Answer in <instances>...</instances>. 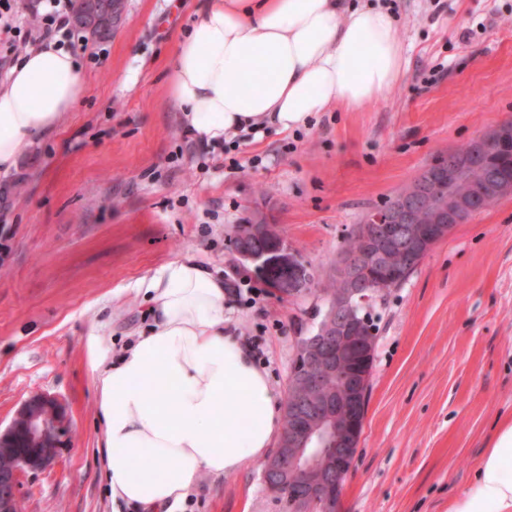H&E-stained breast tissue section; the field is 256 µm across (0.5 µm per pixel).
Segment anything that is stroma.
Returning <instances> with one entry per match:
<instances>
[{
  "mask_svg": "<svg viewBox=\"0 0 512 512\" xmlns=\"http://www.w3.org/2000/svg\"><path fill=\"white\" fill-rule=\"evenodd\" d=\"M123 2L111 38L75 53L84 98L0 176V424L36 393L69 419L54 467L22 477L20 512H113L89 350L118 355L146 327L140 280L183 257L223 276L225 330L285 395L323 295L272 294L233 251L237 227L262 214L334 274L369 210L512 121V0H382L407 58L389 92L215 148L185 139L163 90L195 0ZM375 312L365 425L339 512H448L512 415V193L457 225ZM187 512L285 510L255 463L197 479Z\"/></svg>",
  "mask_w": 512,
  "mask_h": 512,
  "instance_id": "1",
  "label": "stroma"
}]
</instances>
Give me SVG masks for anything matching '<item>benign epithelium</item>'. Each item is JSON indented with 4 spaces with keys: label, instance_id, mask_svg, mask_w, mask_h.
Listing matches in <instances>:
<instances>
[{
    "label": "benign epithelium",
    "instance_id": "7a95c632",
    "mask_svg": "<svg viewBox=\"0 0 512 512\" xmlns=\"http://www.w3.org/2000/svg\"><path fill=\"white\" fill-rule=\"evenodd\" d=\"M512 148V126L502 123L479 135L465 155L440 156L418 179L395 196L392 206L375 212L357 232L365 247L344 252L338 264L336 297L325 302L324 323L301 337L290 378L298 399L293 424L279 441L280 451L267 460L269 494L288 488V512H338L347 474L358 452L365 423L364 402L375 346V330L358 313L364 294L382 295L389 272L427 256L450 234L451 222L471 211L475 199L468 187L483 173L492 149ZM484 198L492 203L512 191V179L497 174L483 179ZM263 235L268 246L250 249L249 240ZM234 251L257 264L266 285L280 296L297 299L311 293L314 270L303 255L261 216L244 224L232 239ZM336 379V393L326 391ZM69 439L64 405L49 394L25 400L10 424L0 428V512H19L20 477L52 468Z\"/></svg>",
    "mask_w": 512,
    "mask_h": 512
}]
</instances>
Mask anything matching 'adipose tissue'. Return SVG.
Listing matches in <instances>:
<instances>
[{
    "label": "adipose tissue",
    "mask_w": 512,
    "mask_h": 512,
    "mask_svg": "<svg viewBox=\"0 0 512 512\" xmlns=\"http://www.w3.org/2000/svg\"><path fill=\"white\" fill-rule=\"evenodd\" d=\"M389 8L351 0H206L167 60L166 93L188 134L218 146L313 113L362 107L406 59ZM73 53L48 39L0 80V174L85 94ZM150 322L117 360L92 356L112 500L184 512L203 474L242 470L281 433L279 400L250 347L225 333L223 278L191 258L139 283ZM450 512H512V416L502 420Z\"/></svg>",
    "instance_id": "adipose-tissue-1"
}]
</instances>
